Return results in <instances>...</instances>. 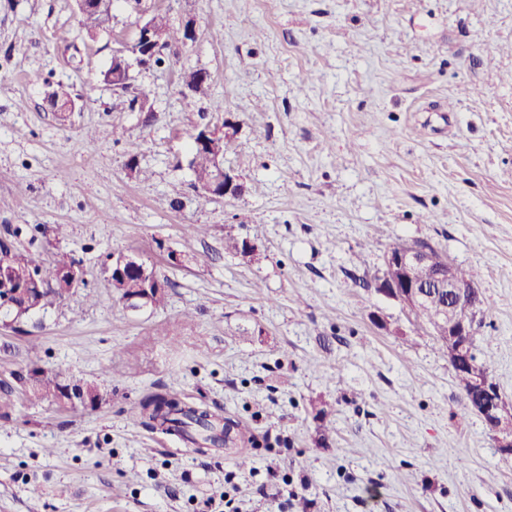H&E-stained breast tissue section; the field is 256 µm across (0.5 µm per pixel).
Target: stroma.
<instances>
[{"label": "stroma", "mask_w": 512, "mask_h": 512, "mask_svg": "<svg viewBox=\"0 0 512 512\" xmlns=\"http://www.w3.org/2000/svg\"><path fill=\"white\" fill-rule=\"evenodd\" d=\"M142 5L197 37L133 71L140 111L100 76L135 38L128 0L93 41L75 0H0V239L21 229L20 247L86 271L29 333L0 329V382L58 365L104 394L0 418V512H208L226 496L243 512H512V454L378 290L399 241L469 270L487 301L477 352L512 399V0ZM195 70L210 95L189 104ZM53 87L76 103L66 121ZM225 123L241 190L208 200L190 136ZM228 232L257 258L225 252ZM118 254L156 269L164 307L117 300ZM164 388L249 427L250 468L141 426L138 401Z\"/></svg>", "instance_id": "35a3bbf8"}]
</instances>
